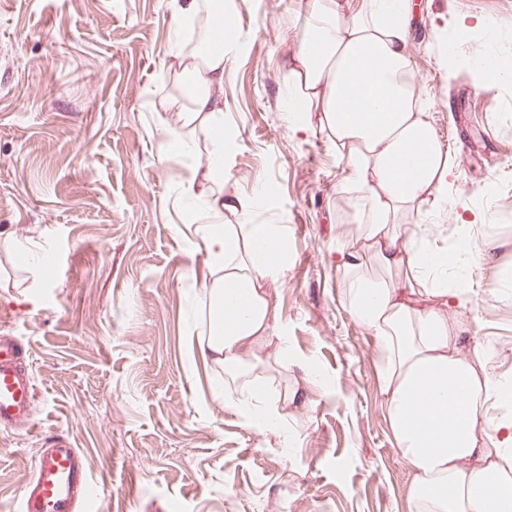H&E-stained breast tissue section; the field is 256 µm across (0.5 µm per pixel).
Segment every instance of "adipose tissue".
<instances>
[{
	"mask_svg": "<svg viewBox=\"0 0 512 512\" xmlns=\"http://www.w3.org/2000/svg\"><path fill=\"white\" fill-rule=\"evenodd\" d=\"M175 25L194 20V45L174 58L189 89L163 109L181 114L194 151L207 142L206 184L187 182L185 200L202 204L193 232L205 250L206 335L188 339L191 362L224 373L239 405L261 428L282 433L280 403L301 405L303 391L270 394L264 370L287 367L268 287L287 261L279 224H228L246 204L224 196V58L240 50L216 19L224 0H178ZM414 0H310L288 72L298 124L317 126L341 160L338 191L357 226V245L340 252L343 297L375 338L381 392L396 445L411 473L413 512H512V422L486 415L502 386L466 346L450 316L444 252L427 246L433 228L408 223L423 205L448 204L454 155L443 147L418 89L409 44Z\"/></svg>",
	"mask_w": 512,
	"mask_h": 512,
	"instance_id": "adipose-tissue-1",
	"label": "adipose tissue"
}]
</instances>
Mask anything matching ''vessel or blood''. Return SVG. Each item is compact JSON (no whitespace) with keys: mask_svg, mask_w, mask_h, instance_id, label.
Wrapping results in <instances>:
<instances>
[{"mask_svg":"<svg viewBox=\"0 0 512 512\" xmlns=\"http://www.w3.org/2000/svg\"><path fill=\"white\" fill-rule=\"evenodd\" d=\"M35 386L17 337L0 335V429L23 430L33 420ZM92 480L79 449L56 436L42 448L16 512H87Z\"/></svg>","mask_w":512,"mask_h":512,"instance_id":"b4317fda","label":"vessel or blood"}]
</instances>
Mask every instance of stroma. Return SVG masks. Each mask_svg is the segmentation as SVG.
I'll return each mask as SVG.
<instances>
[{"label": "stroma", "mask_w": 512, "mask_h": 512, "mask_svg": "<svg viewBox=\"0 0 512 512\" xmlns=\"http://www.w3.org/2000/svg\"><path fill=\"white\" fill-rule=\"evenodd\" d=\"M308 0H232L244 44L224 59V195L273 185L252 221L281 224L288 272L272 284L290 366L274 391L290 447L193 368L204 256L180 183L206 153H182L171 67L176 0H0V333L21 339L36 400L26 430H0V512H12L46 437L70 439L96 483L93 512H409V467L388 426L373 336L343 297L340 161L293 125L288 62ZM512 64V0H419L409 54L429 119L456 149L448 207L433 224L460 284L485 369L512 384V91L448 68L485 43ZM478 245L464 254L459 239ZM28 250L41 267L23 262Z\"/></svg>", "instance_id": "35a3bbf8"}]
</instances>
